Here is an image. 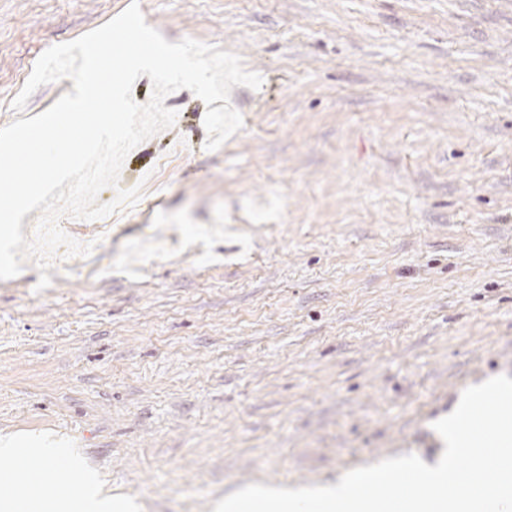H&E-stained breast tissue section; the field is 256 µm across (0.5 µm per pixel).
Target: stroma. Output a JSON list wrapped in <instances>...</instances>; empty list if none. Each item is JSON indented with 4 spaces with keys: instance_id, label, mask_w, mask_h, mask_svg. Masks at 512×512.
<instances>
[{
    "instance_id": "stroma-1",
    "label": "stroma",
    "mask_w": 512,
    "mask_h": 512,
    "mask_svg": "<svg viewBox=\"0 0 512 512\" xmlns=\"http://www.w3.org/2000/svg\"><path fill=\"white\" fill-rule=\"evenodd\" d=\"M123 2L0 0V127ZM139 3L263 84L212 152L205 103L169 95L92 253L0 280V436L51 434L142 512L437 461L434 422L512 377V0Z\"/></svg>"
}]
</instances>
